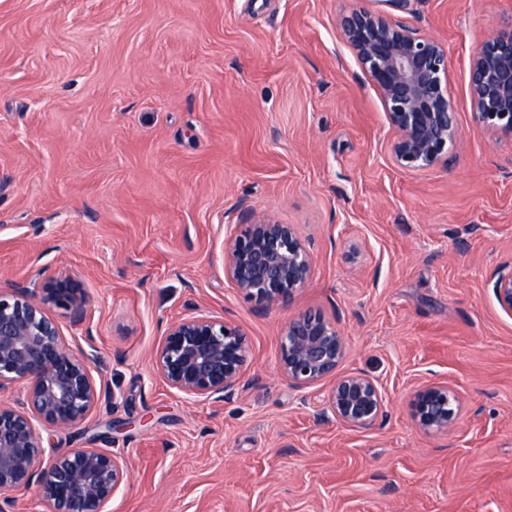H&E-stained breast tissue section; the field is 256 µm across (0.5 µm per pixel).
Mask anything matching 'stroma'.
<instances>
[{"instance_id":"1","label":"stroma","mask_w":512,"mask_h":512,"mask_svg":"<svg viewBox=\"0 0 512 512\" xmlns=\"http://www.w3.org/2000/svg\"><path fill=\"white\" fill-rule=\"evenodd\" d=\"M351 4L0 0V290L84 288L81 323L52 315L115 401L36 428L44 462L125 459L104 512H512V314L490 282L512 259V138L476 128L468 86L512 0H382L448 49L458 135L411 171L341 35ZM245 210L295 225L312 256L307 287L264 312L224 275ZM307 310L337 318L344 369L381 384L369 429L324 415L328 382L281 375V330ZM188 314L247 333L232 398L155 375ZM432 382L460 394L452 431L410 419Z\"/></svg>"}]
</instances>
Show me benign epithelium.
<instances>
[{"instance_id": "1", "label": "benign epithelium", "mask_w": 512, "mask_h": 512, "mask_svg": "<svg viewBox=\"0 0 512 512\" xmlns=\"http://www.w3.org/2000/svg\"><path fill=\"white\" fill-rule=\"evenodd\" d=\"M344 41L376 87L395 131L390 155L404 170L430 167L448 153L457 135L448 95V51L388 15L357 4L340 19ZM469 89L475 126L512 137V24L472 54ZM312 259L297 228L271 215L245 211L224 261L228 280L258 309L291 299L308 284ZM501 309L512 314V260L492 275ZM81 284L64 275L39 288L16 285L0 293V395L27 384L16 404L0 399V493L35 489L55 512H102L125 482L124 459L97 448H69L41 466L44 447L34 421L74 427L107 397L85 361L66 349L51 307L84 318ZM250 355L247 334L231 320L187 315L172 322L153 364L165 385L191 397L222 401L238 390ZM347 346L336 322L317 310L292 318L280 337V372L297 388L333 379L326 411L340 424L365 429L385 416L378 383L357 372L339 371ZM409 416L425 432L458 424L459 393L444 383L417 387Z\"/></svg>"}]
</instances>
